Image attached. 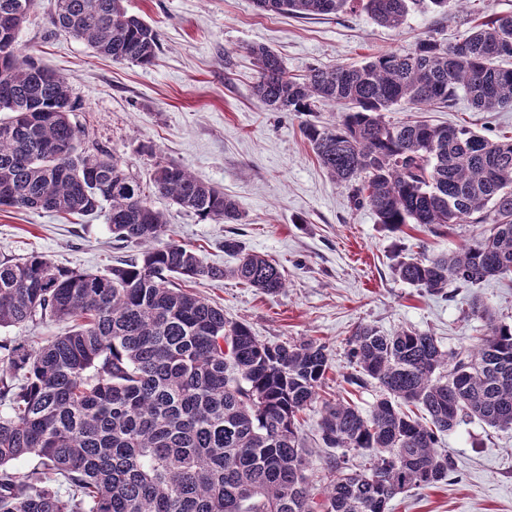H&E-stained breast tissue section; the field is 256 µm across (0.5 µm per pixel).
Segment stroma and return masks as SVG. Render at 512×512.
<instances>
[{
	"instance_id": "35a3bbf8",
	"label": "stroma",
	"mask_w": 512,
	"mask_h": 512,
	"mask_svg": "<svg viewBox=\"0 0 512 512\" xmlns=\"http://www.w3.org/2000/svg\"><path fill=\"white\" fill-rule=\"evenodd\" d=\"M130 14L154 26L160 46L153 65L118 64L84 41L56 30L53 0H35L18 35L22 53L66 81L77 108L71 114L86 152L103 148L138 182L151 206L164 213L173 240L194 249L207 265L236 259L224 240L275 260L287 286L265 295L237 280L201 279L190 291L221 306L225 318L246 323L260 341L313 339L331 359L319 405L300 418L310 471L322 480L337 451L318 433L320 404L341 394L352 366L347 340L361 324L385 333H431L441 348L458 352L487 331L470 306L481 299L495 320L512 323V273L469 288L449 284L430 294L402 282L398 257L434 256L478 238L482 227L461 223L435 235L419 225L392 234L373 211L355 206L348 188L328 177L303 135L307 123L334 124L339 110L271 112L254 95L256 68L247 50L264 45L301 77L311 68L359 65L388 52L408 54L419 40L459 43L482 18L512 17V0H469L410 12L396 29L361 9L315 18L267 14L253 0H125ZM406 105L385 112L388 123L419 116ZM433 124L467 127L489 138L512 136V110L480 112L465 95L452 108L421 114ZM172 162L237 200L241 224L204 221L174 205L153 186L157 164ZM39 254L80 273H98L129 256L108 228L105 213L63 216L0 207V260ZM456 461L448 480L396 496L387 512H512V429L479 420L442 436Z\"/></svg>"
}]
</instances>
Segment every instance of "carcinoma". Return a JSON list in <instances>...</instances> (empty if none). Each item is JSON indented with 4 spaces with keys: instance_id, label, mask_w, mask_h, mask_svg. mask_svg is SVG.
<instances>
[{
    "instance_id": "1",
    "label": "carcinoma",
    "mask_w": 512,
    "mask_h": 512,
    "mask_svg": "<svg viewBox=\"0 0 512 512\" xmlns=\"http://www.w3.org/2000/svg\"><path fill=\"white\" fill-rule=\"evenodd\" d=\"M448 10L458 0H255L267 13L301 18L361 5L397 28L414 6ZM34 0H0V16L26 21ZM51 24L115 63L153 64L157 31L124 0H54ZM248 53L255 95L267 109L313 112L339 106L331 126L304 135L330 177L348 185L390 231L418 224L436 233L484 225L479 237L435 258L404 257L398 278L428 293L512 272V137L465 128L382 120L394 105L451 107L462 91L484 112L512 108V18L489 16L462 42L421 41L406 55L359 66L315 67L302 78L264 46ZM0 206L58 214L106 211L113 238L141 253L102 274L76 273L43 255L0 261V328L44 318L72 329L37 347L0 355V512H386L413 488L455 471L439 435L466 418L512 428V325L490 320L464 352L427 332L384 334L359 325L349 339L351 387L374 380L382 397L368 413L339 397L318 430L341 448L316 486L299 435L300 413L330 368L315 340L264 343L224 309L175 280L233 277L275 295L278 265L245 251L230 270L202 263L169 237L164 215L107 151L87 155L70 121L65 80L17 49L0 47ZM70 144L61 154L55 147ZM154 188L203 220L239 224L238 202L188 169L157 164ZM348 451L367 459L354 466ZM32 456L19 474L9 464Z\"/></svg>"
}]
</instances>
